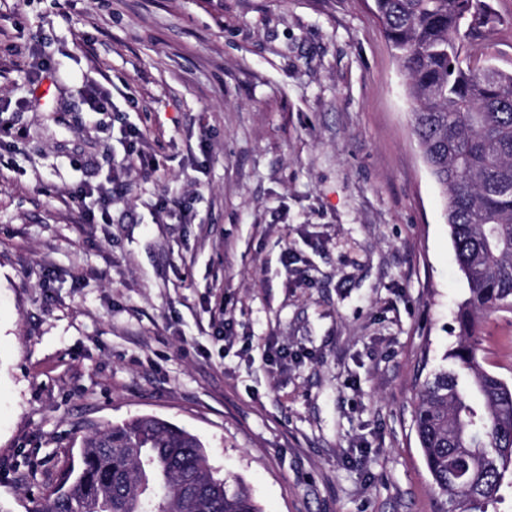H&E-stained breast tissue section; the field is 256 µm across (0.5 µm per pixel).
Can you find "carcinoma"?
Instances as JSON below:
<instances>
[{
	"label": "carcinoma",
	"mask_w": 512,
	"mask_h": 512,
	"mask_svg": "<svg viewBox=\"0 0 512 512\" xmlns=\"http://www.w3.org/2000/svg\"><path fill=\"white\" fill-rule=\"evenodd\" d=\"M405 74L412 130L442 190L469 295L461 343L425 378L414 425L446 512H488L512 477V382L479 357L481 320L512 312V72L469 59L502 18L489 0H374ZM30 512H262L209 464L203 442L155 415L84 437Z\"/></svg>",
	"instance_id": "1"
}]
</instances>
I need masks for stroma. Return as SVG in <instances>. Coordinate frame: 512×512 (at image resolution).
Masks as SVG:
<instances>
[{
  "label": "stroma",
  "instance_id": "obj_1",
  "mask_svg": "<svg viewBox=\"0 0 512 512\" xmlns=\"http://www.w3.org/2000/svg\"><path fill=\"white\" fill-rule=\"evenodd\" d=\"M411 110L373 0H0V512L141 414L262 512H438L414 407L468 288Z\"/></svg>",
  "mask_w": 512,
  "mask_h": 512
}]
</instances>
